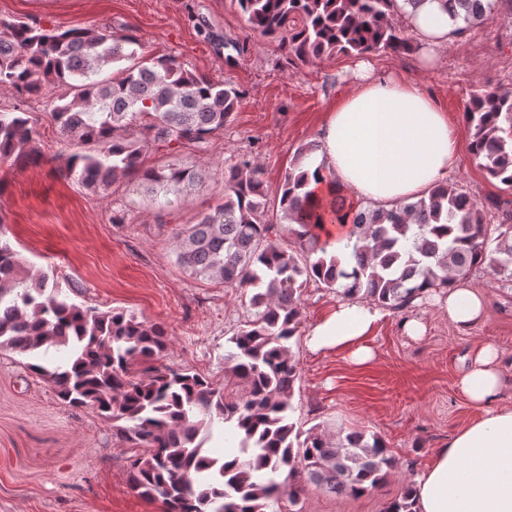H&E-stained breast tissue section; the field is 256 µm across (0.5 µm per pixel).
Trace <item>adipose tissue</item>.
Here are the masks:
<instances>
[{"label":"adipose tissue","mask_w":512,"mask_h":512,"mask_svg":"<svg viewBox=\"0 0 512 512\" xmlns=\"http://www.w3.org/2000/svg\"><path fill=\"white\" fill-rule=\"evenodd\" d=\"M403 17L415 33L424 65L447 44L461 18L441 0H419ZM353 83L331 110L320 147L306 170L317 171L310 189L349 205L367 200L397 204L447 183L459 164L460 147L448 117L419 81L356 60ZM448 318L467 330L486 316L485 299L456 283L442 298ZM382 319L372 304L337 301L306 336L314 353H336L353 365L373 357L368 340ZM512 386L493 344L482 345L459 379L479 417L436 449L432 464L414 484L417 512H512V406L500 394Z\"/></svg>","instance_id":"adipose-tissue-1"}]
</instances>
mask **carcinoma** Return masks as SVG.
<instances>
[{"mask_svg":"<svg viewBox=\"0 0 512 512\" xmlns=\"http://www.w3.org/2000/svg\"><path fill=\"white\" fill-rule=\"evenodd\" d=\"M444 3L462 16L460 35L496 7L512 16V0ZM237 4L252 31L278 43L289 67L336 54L412 52L393 19L397 0ZM136 45L135 37L110 30L0 20V88L20 97L0 109V161H48L35 147L36 121L24 103L53 85L60 89L54 120L72 146L63 175L95 193L125 182L160 213L186 205L202 170L184 161L147 167L145 154L153 145L207 150L240 92L174 57L147 58ZM122 62L115 76L101 77ZM464 118L473 158L512 190V92L475 90ZM317 150L315 143L297 149L273 201L258 163L230 167L220 201L173 232L177 263L191 277L250 294L249 315L224 351V377L241 388L237 393L200 373L156 365L169 345L167 327L68 301L49 274L24 269L0 223V349H69L64 366L28 368L46 377L63 403L91 407L112 422L134 450L132 489L162 498L166 512H295L310 486L355 497L379 488L394 469L395 458L374 433L315 427L304 434L291 420L299 367L290 341L309 284L400 312L478 269L512 282L511 201L479 203L448 183L408 203L349 214L342 199L316 201L307 190L301 165ZM494 213L498 224L490 223ZM346 217L345 250L332 252L317 228ZM217 421L228 425L226 442L238 441L230 460L203 453L202 434ZM385 512H416L411 490Z\"/></svg>","mask_w":512,"mask_h":512,"instance_id":"carcinoma-1","label":"carcinoma"}]
</instances>
